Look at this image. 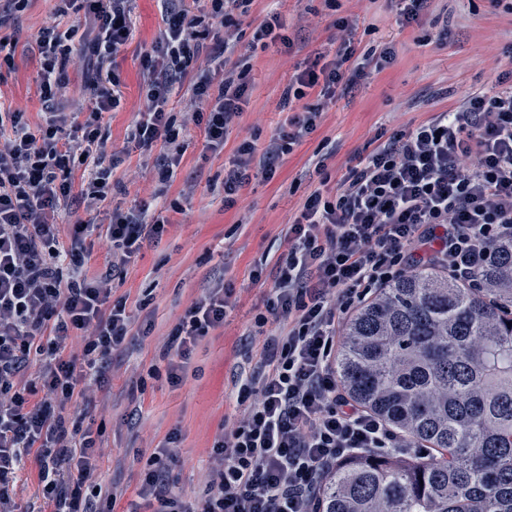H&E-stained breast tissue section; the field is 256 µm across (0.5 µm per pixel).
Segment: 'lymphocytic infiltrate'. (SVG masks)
I'll use <instances>...</instances> for the list:
<instances>
[{"mask_svg": "<svg viewBox=\"0 0 512 512\" xmlns=\"http://www.w3.org/2000/svg\"><path fill=\"white\" fill-rule=\"evenodd\" d=\"M161 2L159 34L139 48L142 101L128 141L143 156L162 151L156 177L167 183L187 149V124L168 109L174 94L186 93L190 122L215 152L245 111L250 64L236 54V34L254 0ZM132 3L55 0L53 22L31 42L40 60V123L0 103V512H22L15 487L30 457L51 512H114L118 502L116 492L98 487L100 446L80 421L92 384L105 380L134 329L112 283L170 220L143 202L113 208L108 223L94 225L75 217L72 204L99 208L121 160L102 119L123 97L114 61L134 38ZM85 21L90 29L74 48ZM77 53L96 64L83 88L90 106L81 123L54 107L70 94L67 69ZM394 57L391 44L360 52L348 37L333 60L296 73L281 96L284 124L266 145L243 138L225 167V207L235 205L251 171L273 179L284 156L317 129L321 108L298 111L296 101L334 97L346 63L363 75ZM497 82L498 90L472 92L378 144L335 196H307L254 321L260 360L237 393L243 416L214 440L204 498L170 490L168 467L178 453L158 448L137 492L147 512H320L319 487L338 461L363 451L415 453L341 388V317L420 266L447 268L479 287L477 273L496 243L512 238V71ZM92 235L114 258L93 275L84 267ZM230 296L215 282L173 328L164 353L171 386L181 385L200 339L223 327ZM68 409L76 424H68Z\"/></svg>", "mask_w": 512, "mask_h": 512, "instance_id": "obj_1", "label": "lymphocytic infiltrate"}]
</instances>
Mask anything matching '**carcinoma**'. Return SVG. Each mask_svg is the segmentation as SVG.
<instances>
[{"label": "carcinoma", "instance_id": "1", "mask_svg": "<svg viewBox=\"0 0 512 512\" xmlns=\"http://www.w3.org/2000/svg\"><path fill=\"white\" fill-rule=\"evenodd\" d=\"M471 288L437 267L346 321L336 376L423 455L361 452L324 478L322 512H512V240Z\"/></svg>", "mask_w": 512, "mask_h": 512}]
</instances>
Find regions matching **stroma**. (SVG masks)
Wrapping results in <instances>:
<instances>
[{
    "label": "stroma",
    "mask_w": 512,
    "mask_h": 512,
    "mask_svg": "<svg viewBox=\"0 0 512 512\" xmlns=\"http://www.w3.org/2000/svg\"><path fill=\"white\" fill-rule=\"evenodd\" d=\"M54 6V0H29L24 11L15 12L9 0H0V37L18 38L17 68L0 74V96L26 112L32 124L38 123L41 110L40 62L29 41L50 20ZM270 9L280 13L294 47L288 52L273 45L250 48L249 103L223 150H208L202 130L188 125L187 149L171 184L156 182L153 168L144 166L134 151L115 169L119 187L106 206L81 214L104 224L115 206L179 204L162 238L144 246L125 280L112 286L113 298L126 299L133 319L151 316L154 329L130 337L126 350L114 355L112 378L96 388L85 420L101 434L99 480L122 492L126 504L135 500L139 475L154 448L172 432L179 435L180 461L171 471V490L189 495L205 490L214 440L242 415L235 383L259 359L254 318L265 309L277 259L286 248L285 232L305 198L316 189L335 194L359 157L393 132L414 128L476 89H491L499 73L512 69V58L503 54L512 43V14L494 9L489 0H434L420 27L400 26L386 0H340L339 15L357 21L355 41L364 48L392 43V64L367 77L347 69L352 84L323 101L317 130L286 156L273 179L252 176L228 208L217 190L225 161L246 136L256 135L262 144L269 140L286 118L281 94L288 81L316 57L333 58L342 37L322 0H254L244 32L252 33ZM134 15V41L117 58L123 104L104 115L117 148L140 102L137 45L158 33L161 4L135 0ZM318 156L325 159L320 174L312 165ZM257 268L262 271L258 283L252 279ZM217 276L231 290L232 307L223 327L200 341L182 385L169 386L163 357L169 335L190 302Z\"/></svg>",
    "instance_id": "obj_1"
}]
</instances>
